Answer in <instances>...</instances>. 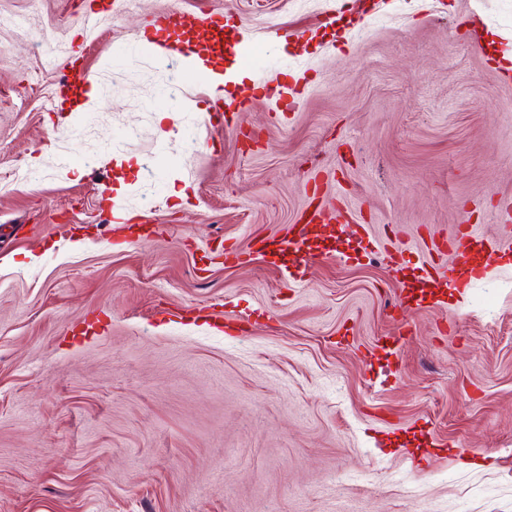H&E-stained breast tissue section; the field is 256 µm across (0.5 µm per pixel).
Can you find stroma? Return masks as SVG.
Returning a JSON list of instances; mask_svg holds the SVG:
<instances>
[{
	"label": "stroma",
	"instance_id": "obj_1",
	"mask_svg": "<svg viewBox=\"0 0 512 512\" xmlns=\"http://www.w3.org/2000/svg\"><path fill=\"white\" fill-rule=\"evenodd\" d=\"M173 10L195 22L161 59L145 28ZM493 29L512 0H0V512H512ZM193 54L249 77L212 94ZM315 206L336 240L302 280L225 264ZM462 223L502 258L416 304L431 235Z\"/></svg>",
	"mask_w": 512,
	"mask_h": 512
}]
</instances>
